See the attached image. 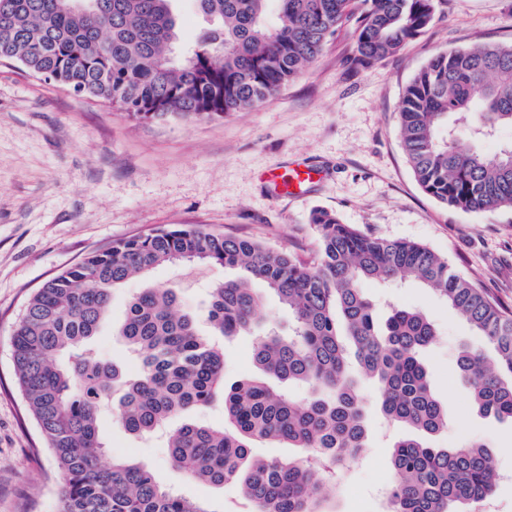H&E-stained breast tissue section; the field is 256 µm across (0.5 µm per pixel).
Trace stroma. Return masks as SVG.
Wrapping results in <instances>:
<instances>
[{"mask_svg": "<svg viewBox=\"0 0 512 512\" xmlns=\"http://www.w3.org/2000/svg\"><path fill=\"white\" fill-rule=\"evenodd\" d=\"M357 30L341 27L321 54L257 107L194 121H136L112 105L0 61V512H59L63 478L25 408L11 359L13 330L27 298L45 281L112 241L158 228L199 226L255 238L314 261L310 222L324 209L345 224L389 239L422 243L512 312V211L453 210L416 182L402 148L406 84L437 52L476 43H512V0H444L435 22L397 54L354 67ZM301 164L316 173L296 193L279 194L268 173ZM219 266H162L115 289L95 340L100 355L135 362L112 331L141 289H177L204 313L208 291L230 277ZM378 320L395 307L423 311L438 336L421 355L450 423L431 442L492 446L512 470V424L482 416L456 380L460 347L472 328L417 283L367 287ZM253 339L224 341L226 383L258 376ZM111 455L139 460L182 496L210 512H241L235 486H206L174 469L159 438L135 440L104 413ZM404 427L369 419L363 456L336 479L330 512H387L392 444Z\"/></svg>", "mask_w": 512, "mask_h": 512, "instance_id": "obj_1", "label": "stroma"}]
</instances>
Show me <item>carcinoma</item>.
<instances>
[{"mask_svg":"<svg viewBox=\"0 0 512 512\" xmlns=\"http://www.w3.org/2000/svg\"><path fill=\"white\" fill-rule=\"evenodd\" d=\"M0 0V61L11 60L76 96L123 109L135 120H199L253 109L293 80L328 37L356 24V63L398 53L435 20L443 0H195L206 22L193 48H180L176 0ZM404 152L421 189L474 213L512 209V145L487 155L458 144L512 127V44L441 51L407 84L401 103ZM317 257L306 263L253 238L198 227L120 239L60 272L26 302L12 360L29 413L64 477L59 512H211L163 485L126 457L104 465L103 409L130 435L165 430L174 468L208 486L232 483L255 512H327L344 469L365 447L368 407L349 373L353 346L374 384L384 419L406 425L391 456L390 512H463L494 496L499 475L485 443L433 448L421 440L448 427L421 352L437 336L422 312L391 311L384 327L368 284L422 283L475 330L461 348L457 378L486 416L512 421V312L427 246L367 234L315 210ZM206 263L236 270L211 293L202 329L172 288L132 296L117 334L135 356L125 373L102 359L93 338L112 292L166 265ZM261 282L288 308L286 335L255 338L265 378L224 382L216 337L252 331ZM494 349L490 363L485 347ZM274 379L273 385L268 379ZM304 383L309 395L288 393ZM224 402L225 424L186 419ZM256 440L304 448L297 459L252 456Z\"/></svg>","mask_w":512,"mask_h":512,"instance_id":"carcinoma-1","label":"carcinoma"}]
</instances>
